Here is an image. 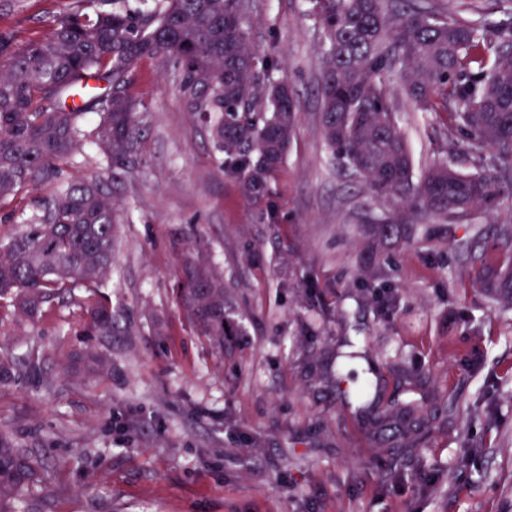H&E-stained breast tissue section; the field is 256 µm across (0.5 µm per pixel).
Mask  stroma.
<instances>
[{
  "label": "stroma",
  "instance_id": "stroma-1",
  "mask_svg": "<svg viewBox=\"0 0 512 512\" xmlns=\"http://www.w3.org/2000/svg\"><path fill=\"white\" fill-rule=\"evenodd\" d=\"M75 0H0V30L43 39ZM249 44L273 52L301 106L284 163L254 203L180 93L174 64L132 75L141 159L108 171L95 147L66 175L111 182L118 205L108 336L86 333L77 286L32 325L0 327L36 370L0 387V428L43 459L19 512H512V306L472 282L512 226L491 211L414 230L416 213L362 191L326 146L318 99L324 35L306 0H241ZM393 106L416 172L448 150L442 120ZM397 215L405 242L367 253L369 218ZM474 241L469 260L460 240ZM202 251L238 327L223 348L197 335L181 267ZM395 301L381 312L377 297ZM357 341L343 386L369 365L387 399L421 372L439 393L429 443L410 456L365 434L325 379ZM105 357L93 370L86 355Z\"/></svg>",
  "mask_w": 512,
  "mask_h": 512
}]
</instances>
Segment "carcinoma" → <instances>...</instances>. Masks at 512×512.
I'll use <instances>...</instances> for the list:
<instances>
[{"label":"carcinoma","instance_id":"obj_1","mask_svg":"<svg viewBox=\"0 0 512 512\" xmlns=\"http://www.w3.org/2000/svg\"><path fill=\"white\" fill-rule=\"evenodd\" d=\"M51 35L18 41L0 30V203L30 188H51L26 229L0 240V323L4 316L38 319L81 281L101 286L112 272L117 205L100 179L63 178L86 142L107 169L128 166L140 145L131 75L143 59L173 61L192 112L209 124L224 169L243 195L258 201L268 177L282 164L298 122V105L281 65L258 57L239 18V0H157L150 10L115 6L117 0H81ZM412 0H325L313 15L326 37L320 78L321 124L336 161L372 195L415 210L424 223L452 224L489 208L512 185V16L490 31L480 20L454 16ZM400 82L417 112L445 114L449 155L414 178L410 154L388 85ZM107 83L97 93L90 79ZM95 114L91 131L83 126ZM464 173L456 155L486 161ZM400 230L377 217L365 230L376 250ZM482 261L476 280L489 297L512 301V238ZM187 309L199 332L219 346L237 329L224 317V282L202 260L186 265ZM92 330L112 332V308L96 301ZM21 364L0 353V386L22 378ZM378 383L359 392L367 433L389 448L410 451L424 440L437 395L409 383L405 398L375 413ZM42 468L37 450L0 431V512L16 503Z\"/></svg>","mask_w":512,"mask_h":512}]
</instances>
